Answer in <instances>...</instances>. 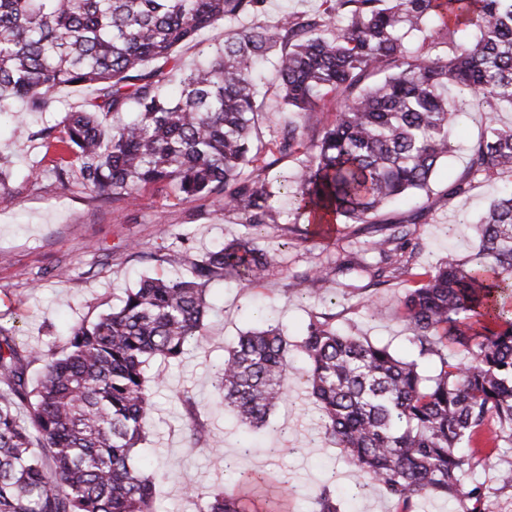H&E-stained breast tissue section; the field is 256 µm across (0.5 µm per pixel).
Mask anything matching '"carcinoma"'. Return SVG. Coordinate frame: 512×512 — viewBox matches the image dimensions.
Returning <instances> with one entry per match:
<instances>
[{"label":"carcinoma","instance_id":"1","mask_svg":"<svg viewBox=\"0 0 512 512\" xmlns=\"http://www.w3.org/2000/svg\"><path fill=\"white\" fill-rule=\"evenodd\" d=\"M325 3V19L292 14L270 28L240 23L265 0H0V116L16 100L49 112L57 89L94 85L79 109L34 133L57 151L40 173L63 186L74 176L114 203L173 185L183 201L216 198L254 228L283 223L266 173L301 156L293 220L307 222L305 234L383 224L373 241L380 261L362 270L375 285L422 276L401 299L411 360L327 317L308 324L298 348L329 438L398 512H415L426 496L489 512L485 484L464 489L462 480L485 461L484 446L512 444V191L474 224V254L421 274L417 247L403 253L408 232L384 216L393 201L431 191L450 150L453 87L485 104L486 135L448 195L512 173V128L496 114L512 105V0ZM435 20L441 40L412 53L408 35L428 39ZM219 21L223 43L182 69L175 48ZM461 26L479 36L456 43ZM263 62L274 68L271 85L258 73ZM270 93L298 114L328 96L339 108L316 138L290 122L258 145ZM161 261L188 276L143 278L48 349L21 350L0 325V512H156L157 476L136 460L154 411L149 383L160 381L148 376L150 362L175 361L203 339L212 284H258L276 266L249 236L203 256L171 248ZM343 270L300 275L292 289ZM288 347L278 327L247 331L218 368L216 388L249 432L288 393ZM33 362L41 369L30 382ZM255 508L253 495L222 489L206 512Z\"/></svg>","mask_w":512,"mask_h":512}]
</instances>
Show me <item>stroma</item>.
I'll list each match as a JSON object with an SVG mask.
<instances>
[{
	"instance_id": "35a3bbf8",
	"label": "stroma",
	"mask_w": 512,
	"mask_h": 512,
	"mask_svg": "<svg viewBox=\"0 0 512 512\" xmlns=\"http://www.w3.org/2000/svg\"><path fill=\"white\" fill-rule=\"evenodd\" d=\"M93 94L90 86L60 90L53 95L52 112L31 114L26 131L0 125V171L6 174L0 186V313L14 319L15 341L23 347L58 341L69 324L118 304L124 290L142 276L173 277L160 260L165 247L185 246L202 255L248 232L239 215L216 200L186 203L171 186L142 190L132 204L118 208L78 181L63 186L34 178L44 150L32 131L46 121H60ZM456 104L461 115L454 148L439 166L429 198L397 204L388 213L392 222L411 221L421 243L414 259L420 272L475 251L478 242L470 222L512 182L511 175H494L474 181L464 194L449 196V183L464 172L470 149L484 132L478 101L460 96ZM370 239L357 224L340 225L327 239L304 237L289 224L263 226L258 242L278 260L273 275L245 288L212 285L203 342L189 345L179 360L152 362L150 373H161L163 379L152 387L155 410L139 455L159 473L158 512H200L205 493L233 483V473L224 469L228 459L272 478L270 496L287 495L290 512H316L315 501L327 484L336 493L339 512H396L395 502L377 484L354 494L360 477L347 465L342 449L325 436L305 388L307 361L300 351L293 348L288 354L287 399L273 410L268 426L256 430L249 450L240 448L237 419L214 387L226 351L242 333L267 320L279 323L295 345L312 316L327 315L346 332L414 358L398 310L412 279L372 286L367 276L352 272L325 292L301 294L291 288L297 274L353 257L376 261ZM368 298L378 302L379 314L367 309ZM187 395L192 398L188 404L183 401ZM193 415L208 430L209 448L194 447L189 437L187 423ZM511 466L512 447L506 446L474 473L485 483L494 512H512V487H502L498 480L499 472ZM282 474L291 481L290 493L274 483ZM189 485L198 487L200 496L187 495Z\"/></svg>"
}]
</instances>
